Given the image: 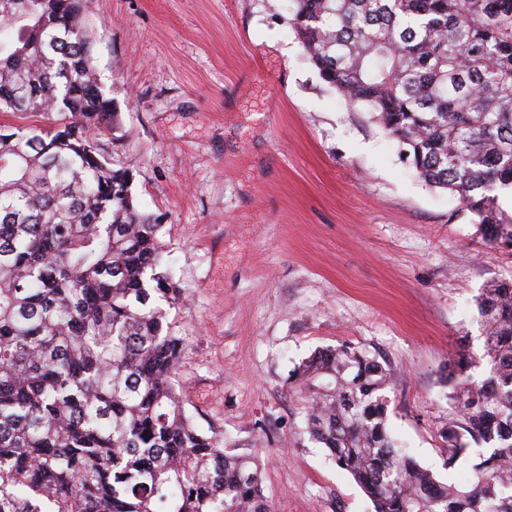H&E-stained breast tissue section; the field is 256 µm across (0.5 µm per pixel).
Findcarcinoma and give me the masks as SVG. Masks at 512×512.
Here are the masks:
<instances>
[{"mask_svg": "<svg viewBox=\"0 0 512 512\" xmlns=\"http://www.w3.org/2000/svg\"><path fill=\"white\" fill-rule=\"evenodd\" d=\"M305 56L370 112L429 186L459 196L496 242L491 195L512 185V0H288ZM0 111L56 125L0 129V512H272L261 463L186 411L168 324L180 291L159 225L98 140L100 86L85 0H0ZM485 363L444 379L456 416L437 480L387 429V365L349 343L293 370L305 430L374 512H512V278L479 296Z\"/></svg>", "mask_w": 512, "mask_h": 512, "instance_id": "1", "label": "carcinoma"}]
</instances>
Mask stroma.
<instances>
[{
    "instance_id": "obj_1",
    "label": "stroma",
    "mask_w": 512,
    "mask_h": 512,
    "mask_svg": "<svg viewBox=\"0 0 512 512\" xmlns=\"http://www.w3.org/2000/svg\"><path fill=\"white\" fill-rule=\"evenodd\" d=\"M114 126L99 142L152 214L183 293L186 410L259 455L275 512H373L304 433L288 385L351 343L391 370L388 427L439 480L454 415L442 367L484 353L476 300L512 277L459 197L422 182L371 114L306 60L287 0H87Z\"/></svg>"
}]
</instances>
